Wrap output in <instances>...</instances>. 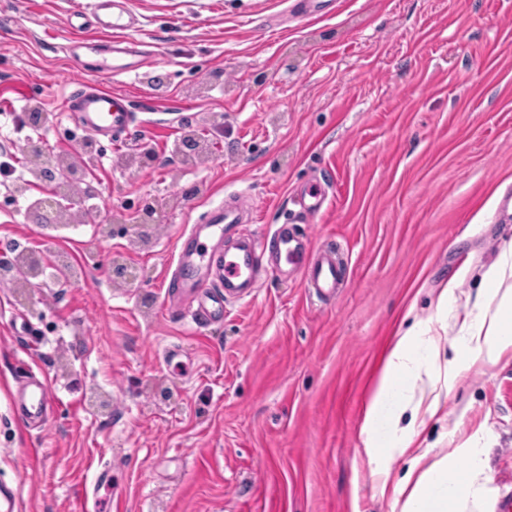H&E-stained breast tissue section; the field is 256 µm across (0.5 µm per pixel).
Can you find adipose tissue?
<instances>
[{"mask_svg": "<svg viewBox=\"0 0 512 512\" xmlns=\"http://www.w3.org/2000/svg\"><path fill=\"white\" fill-rule=\"evenodd\" d=\"M484 284L491 289L496 309L492 315L482 317L478 324L467 326L466 339L458 351L492 361L504 349L512 347L511 247L500 253L496 264L487 272ZM415 341L414 334L409 332L391 349L367 409V423H374L381 417L398 420L408 407V400L395 394L393 387L396 381H415L420 377V365L414 356ZM447 476L448 466L442 461L425 470L408 496L403 512H455L467 490L469 477L461 475L451 486L446 482Z\"/></svg>", "mask_w": 512, "mask_h": 512, "instance_id": "ef3b65f1", "label": "adipose tissue"}]
</instances>
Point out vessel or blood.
<instances>
[{"instance_id":"1","label":"vessel or blood","mask_w":512,"mask_h":512,"mask_svg":"<svg viewBox=\"0 0 512 512\" xmlns=\"http://www.w3.org/2000/svg\"><path fill=\"white\" fill-rule=\"evenodd\" d=\"M97 25L108 31H125L129 22L123 12L114 8L113 0H99ZM66 111L76 114L85 132L109 139L120 138L133 123L132 105L122 93L103 85H82L64 101ZM238 195L210 207L204 224L213 239H223L225 229L238 223ZM326 192L320 185L301 192L298 204L303 214L321 211ZM274 254L287 264L289 271L300 274L309 294L320 300L334 298L343 284L346 262L335 247L314 249L307 234L283 224L274 231L258 235L246 232L235 251L225 252L215 262L211 286H204L195 275L197 261L205 260L204 251L195 256L180 255L169 279L168 301L173 307H187L193 322L210 324L223 321L224 305L250 297L265 254ZM53 401L47 380H35L25 409V420L46 417Z\"/></svg>"}]
</instances>
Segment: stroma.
Masks as SVG:
<instances>
[{"label":"stroma","instance_id":"stroma-1","mask_svg":"<svg viewBox=\"0 0 512 512\" xmlns=\"http://www.w3.org/2000/svg\"><path fill=\"white\" fill-rule=\"evenodd\" d=\"M292 4L123 0L146 62L105 79L63 50L106 45L63 24L95 0H0V261L33 252L44 269L0 279V512H83L105 469L124 512H402L411 465L466 472L472 448L463 512L512 492V347L492 364L450 354L512 245V0H317L301 18ZM85 82L126 94L136 121L98 139L60 224L25 140L81 162L61 100ZM35 111L48 124L32 128ZM313 180L328 204L299 228L347 254L335 300L270 275L223 322L169 311L168 272L211 203L243 193L264 233ZM411 328L440 350L425 364L439 407L368 428ZM30 369L57 399L39 427L15 409Z\"/></svg>","mask_w":512,"mask_h":512}]
</instances>
